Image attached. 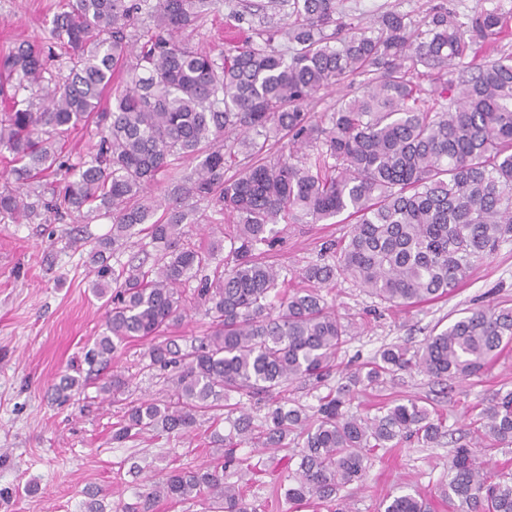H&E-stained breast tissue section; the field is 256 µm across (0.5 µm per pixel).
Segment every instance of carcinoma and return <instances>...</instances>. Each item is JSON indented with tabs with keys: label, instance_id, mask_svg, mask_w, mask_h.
Listing matches in <instances>:
<instances>
[{
	"label": "carcinoma",
	"instance_id": "obj_1",
	"mask_svg": "<svg viewBox=\"0 0 512 512\" xmlns=\"http://www.w3.org/2000/svg\"><path fill=\"white\" fill-rule=\"evenodd\" d=\"M47 40L24 41L0 56V151L11 155L17 185H0V217L15 222L78 214L108 219L111 233L88 253L94 288L106 298V332L87 355L106 361L135 338L161 336L186 317L181 286L198 280L197 308L210 319L199 343L172 340L147 353L166 373L170 394L131 405L112 441L151 433L184 435L211 412L226 411L216 436L223 462L172 470L121 512H153L157 500H204L214 512H257L239 484L259 465L234 449L284 446L305 435L285 498L293 512L328 504L351 512L339 491L366 475L370 451L406 440L433 444L442 423L428 403L395 399L374 415L350 412L359 387L376 388L398 371L468 380L512 345V307L466 312L416 349L395 344L355 369L318 400L309 416L279 399L298 380L322 383L350 325L320 286L336 274L390 307L447 297L473 267L512 240V9L477 0L461 15L435 3L416 20L389 10L364 26L338 0H228L227 19L245 33L217 54L185 33L204 22L214 0H61ZM496 57L464 63L474 47ZM359 80L323 125L308 106L324 89ZM93 124L97 148L76 160L67 139ZM201 158L189 173L179 162ZM63 176L58 192L47 182ZM165 175L162 216L149 190ZM213 201L236 225L231 267L207 274L222 244L201 250L186 240L190 202ZM347 214L350 233L314 264L309 288L280 292V269L267 261L279 224H317ZM144 235L159 251L148 271L114 278L108 254ZM129 382L114 374L100 387L117 397ZM63 374L51 386L66 399L79 388ZM267 402L260 419L231 394ZM483 436L512 444V391L481 409ZM454 512H512V473H496L459 445L448 471ZM384 512H428L405 493Z\"/></svg>",
	"mask_w": 512,
	"mask_h": 512
}]
</instances>
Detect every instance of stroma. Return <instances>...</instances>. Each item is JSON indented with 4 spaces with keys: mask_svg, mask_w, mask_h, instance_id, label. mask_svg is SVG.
I'll return each instance as SVG.
<instances>
[{
    "mask_svg": "<svg viewBox=\"0 0 512 512\" xmlns=\"http://www.w3.org/2000/svg\"><path fill=\"white\" fill-rule=\"evenodd\" d=\"M58 0H0V53L22 40L44 38ZM432 0H343L344 11L372 21L387 10L424 16ZM224 5L191 34L206 50L233 48L240 35L230 25ZM111 223H84L73 217L49 223L0 222V487L15 488L1 501L0 512H116L120 503L144 492L147 471L205 467L216 462L212 432H225L223 419H201L181 437L151 435L114 443L112 431L127 404L140 398L165 399L160 372L145 368L150 340L130 341L107 368L95 370L85 352L103 333L105 308L94 293L95 275L87 261V242L109 233ZM350 225L289 224L272 253L287 288L301 284L308 265L330 262L321 250L329 239L343 240ZM323 293L351 334L338 354L328 381L291 384L288 400L314 412L320 396L343 383L347 374L370 362L386 346L417 345L435 329L482 305L512 306V242L473 269L467 282L448 297L399 310L388 307L348 278H336ZM129 381L123 396L102 399L98 388L113 373ZM79 377L81 387L61 401L51 386L61 374ZM512 391V349L494 357L480 376L466 381H432L415 371L398 372L378 389L360 391L354 411L373 412L375 404L393 399L430 401L448 434L439 443L405 444L370 455L364 480L341 491L352 512H380L389 496L417 493L432 512H451L442 492L460 429L476 418L481 405L496 393Z\"/></svg>",
    "mask_w": 512,
    "mask_h": 512,
    "instance_id": "35a3bbf8",
    "label": "stroma"
}]
</instances>
